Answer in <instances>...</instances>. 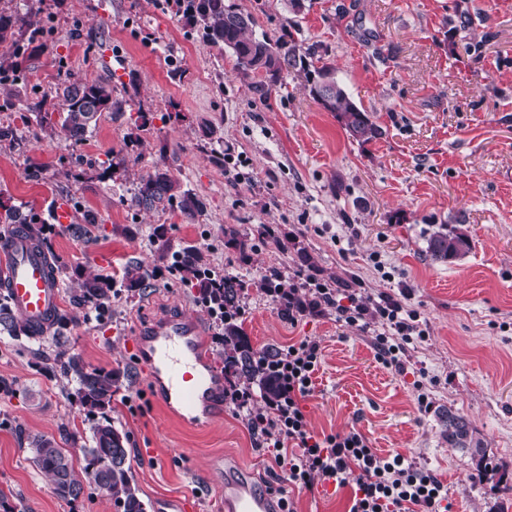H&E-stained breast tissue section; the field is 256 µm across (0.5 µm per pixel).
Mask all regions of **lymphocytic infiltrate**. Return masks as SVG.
I'll return each mask as SVG.
<instances>
[{
    "instance_id": "lymphocytic-infiltrate-1",
    "label": "lymphocytic infiltrate",
    "mask_w": 512,
    "mask_h": 512,
    "mask_svg": "<svg viewBox=\"0 0 512 512\" xmlns=\"http://www.w3.org/2000/svg\"><path fill=\"white\" fill-rule=\"evenodd\" d=\"M316 298L335 308L337 320L374 335L378 355L386 365L401 369L407 347L414 343L416 314L394 295L353 289L342 293L305 270H295L275 294L277 305L296 318L301 297ZM316 341L303 339L280 350L272 370L280 385L277 400L260 403L259 396L238 381L224 387V402L258 435L262 447L288 468V481L312 489L315 478L353 489L349 512H441L447 494L425 468L402 454L377 456L368 438L352 429L317 437L309 428L300 401L309 394L320 363Z\"/></svg>"
}]
</instances>
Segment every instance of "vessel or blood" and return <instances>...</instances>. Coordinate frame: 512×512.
Here are the masks:
<instances>
[{"mask_svg":"<svg viewBox=\"0 0 512 512\" xmlns=\"http://www.w3.org/2000/svg\"><path fill=\"white\" fill-rule=\"evenodd\" d=\"M0 288L27 326L49 331L61 305V286L44 248L23 225L0 234ZM198 323L169 315L131 342L144 359L155 397L187 424L213 421L224 401V376L203 351ZM224 512H281L277 497L257 486L242 466L224 473Z\"/></svg>","mask_w":512,"mask_h":512,"instance_id":"vessel-or-blood-1","label":"vessel or blood"}]
</instances>
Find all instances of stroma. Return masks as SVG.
Returning <instances> with one entry per match:
<instances>
[{"instance_id":"1","label":"stroma","mask_w":512,"mask_h":512,"mask_svg":"<svg viewBox=\"0 0 512 512\" xmlns=\"http://www.w3.org/2000/svg\"><path fill=\"white\" fill-rule=\"evenodd\" d=\"M232 2L254 16L257 33H290L315 48L382 137L353 140L301 80L263 84L244 74L230 51L205 43L198 25L157 0H0V11L33 19L18 31L23 56L0 44V64L19 62L24 74L0 85V231L10 226L7 209L43 220L61 199L74 223L96 214L97 240L56 232L54 258L116 280L130 264L151 276L97 320L61 305L71 316L68 348L126 374L111 417L129 436L147 512L183 501L220 512L227 457L283 494L293 512H349L352 504L351 487L331 481L294 488L231 411L194 426L155 398L128 338L163 316L197 321L213 361L224 362L196 281L152 277L187 245L247 282L242 320L254 349L319 343L314 388L302 402L314 434L355 428L378 456L416 461L447 487L448 512H512V0H305L299 14L284 0ZM116 53L123 65L109 66ZM70 73L109 82L122 103L77 145L39 126L34 111H52ZM158 168L205 202L199 221L175 209L129 208L141 177ZM444 223L459 224L470 240L452 263L427 252L428 236ZM227 224L246 234L247 254L225 244ZM160 225L165 253L152 235ZM268 225L277 238L264 235ZM280 239L287 251L277 248ZM301 248L309 264H301ZM273 266L286 275L303 267L338 286L358 275L373 294L407 291L424 337L409 345L405 370L386 365L371 336L338 321L334 309L283 319L261 286ZM27 346L0 331V378L17 389L0 394V489H13L23 512H116L92 486L75 502L57 498L28 461L23 432L85 437L91 424L67 398L71 382L39 374ZM422 391L431 402L424 413ZM447 409L474 428L498 468L494 479H473L470 454L449 447Z\"/></svg>"}]
</instances>
